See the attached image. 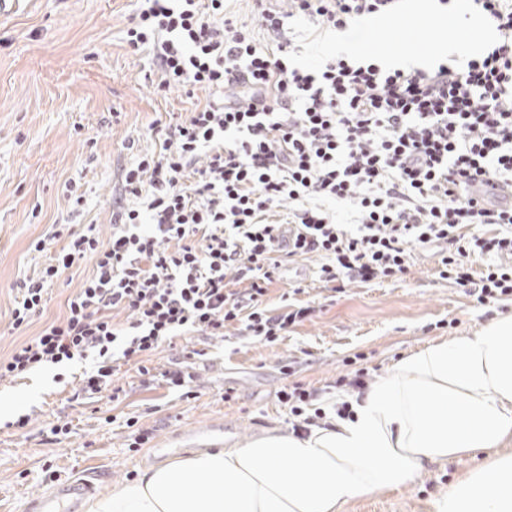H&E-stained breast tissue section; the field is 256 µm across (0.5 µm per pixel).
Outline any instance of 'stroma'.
Listing matches in <instances>:
<instances>
[{"label":"stroma","instance_id":"1","mask_svg":"<svg viewBox=\"0 0 512 512\" xmlns=\"http://www.w3.org/2000/svg\"><path fill=\"white\" fill-rule=\"evenodd\" d=\"M134 0H23L18 11L0 17V357L62 316L92 270L76 263L52 288L40 313L22 330L11 329L15 285L37 273L50 251H29L31 240L47 236L69 219L97 225L101 239L112 234V204L122 171L137 155L155 150L154 122L189 112L207 94L174 89L157 93L159 75L143 55L123 42L134 16ZM94 146H87L86 138ZM81 184L87 203L70 216L66 182ZM320 258L296 259L269 287L266 302L282 307L283 293L302 283L299 299L315 315L289 329L273 345L235 333L224 339L188 336L196 355V379L188 392L165 384L141 387L136 362L121 364L122 402L71 401L85 368L72 362L66 382L55 369L35 371L0 383V512H21L22 501L65 478L93 476L97 493L134 478L144 467L165 462L164 447L181 442L195 428L214 426L233 446L288 421L275 393L291 377L323 389L347 374L346 357L366 356V367L387 375L402 359L431 342L471 335L491 320L512 314V300L479 304L464 288L438 279L437 257L415 255L407 275L384 282L352 284L343 292L317 277ZM235 397L225 400L226 389ZM28 416L25 428L13 427ZM113 423H105V416ZM152 428L150 444L128 446L127 418ZM69 423L70 438L56 444L50 428ZM476 451L430 465L411 484L354 499L347 512H431V502L465 474L488 462Z\"/></svg>","mask_w":512,"mask_h":512}]
</instances>
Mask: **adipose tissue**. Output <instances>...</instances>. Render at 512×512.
<instances>
[{
  "mask_svg": "<svg viewBox=\"0 0 512 512\" xmlns=\"http://www.w3.org/2000/svg\"><path fill=\"white\" fill-rule=\"evenodd\" d=\"M353 408L304 437L274 429L142 470L88 512H343L426 464L489 448L497 456L432 512H512V314L404 358Z\"/></svg>",
  "mask_w": 512,
  "mask_h": 512,
  "instance_id": "1",
  "label": "adipose tissue"
}]
</instances>
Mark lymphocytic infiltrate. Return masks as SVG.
I'll return each mask as SVG.
<instances>
[{"label": "lymphocytic infiltrate", "instance_id": "obj_1", "mask_svg": "<svg viewBox=\"0 0 512 512\" xmlns=\"http://www.w3.org/2000/svg\"><path fill=\"white\" fill-rule=\"evenodd\" d=\"M255 2L251 25L224 0H136L124 40L150 56L157 91L209 97L151 126L159 149L124 170L111 238L56 225L60 249L16 285L12 329L74 264L91 260L92 272L63 317L0 358V382L78 359L87 367L74 399L116 402L118 360L189 333L234 326L275 343L315 313L265 302L293 257H320V279L339 291L405 274L433 245L440 279L482 304L512 296V200L497 192L512 188V0H474L499 40L462 65L387 70L337 57L317 73L287 59L293 19L344 31L394 0ZM475 257L488 261L478 273ZM318 398L299 381L278 391L294 432L325 419Z\"/></svg>", "mask_w": 512, "mask_h": 512}]
</instances>
